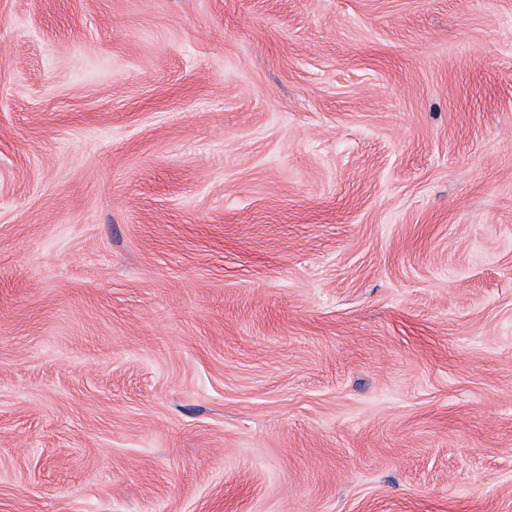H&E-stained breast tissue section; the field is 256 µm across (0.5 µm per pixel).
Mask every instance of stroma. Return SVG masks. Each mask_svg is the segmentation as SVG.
<instances>
[{"label": "stroma", "mask_w": 512, "mask_h": 512, "mask_svg": "<svg viewBox=\"0 0 512 512\" xmlns=\"http://www.w3.org/2000/svg\"><path fill=\"white\" fill-rule=\"evenodd\" d=\"M0 512H512V0H0Z\"/></svg>", "instance_id": "obj_1"}]
</instances>
